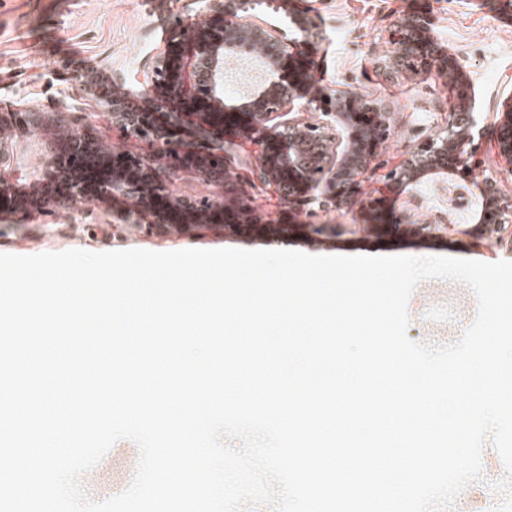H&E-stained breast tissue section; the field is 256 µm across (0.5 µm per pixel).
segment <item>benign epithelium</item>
I'll return each mask as SVG.
<instances>
[{
	"instance_id": "1",
	"label": "benign epithelium",
	"mask_w": 512,
	"mask_h": 512,
	"mask_svg": "<svg viewBox=\"0 0 512 512\" xmlns=\"http://www.w3.org/2000/svg\"><path fill=\"white\" fill-rule=\"evenodd\" d=\"M204 6L172 26L164 46L153 57L145 72L138 94L150 98L155 106L151 119L131 111L128 94L102 98L89 96L85 104L97 106L112 116L124 131L149 142L151 153L135 159L142 178L131 177L123 167L112 169L104 178L100 196L136 200L148 192L167 200L169 208L187 216V224H211L218 215L233 226L264 223L253 205L248 186L225 160L226 136L247 139L262 148L260 170L264 182L283 197L284 205L276 223L288 227L303 223L305 206L316 200L336 207L354 201L365 220H373L375 201L359 198L362 185L371 171L377 149H385L391 135L389 113L381 112L357 96L344 92L330 93L331 110L322 113L324 121L302 123L283 121L292 113L295 101L305 98L299 70L284 76V61L297 60L299 39L310 37L307 17L288 11L289 23L300 38L283 40L278 30L249 21L251 11L265 3L276 13L285 0H202ZM396 27L414 33L409 42L408 69L424 76L448 68V56L435 53L431 41L422 35V20L405 13ZM193 35L185 37V30ZM268 47L261 58L264 83L247 95L225 94L224 61L231 54L251 55L254 46ZM366 110L374 119L357 124L355 112ZM494 125L477 127L476 115L466 99L449 114L444 135L433 138L412 152L391 171L389 179L403 186L410 198L423 192L448 199V204L468 214V223L491 233L496 225L512 219V197L497 188L493 174L477 181L470 178L478 167V144L475 136L491 135L497 155L512 169V98L496 107ZM47 113L35 104H24L14 112L0 113V126L15 127L28 133L45 125ZM195 129L207 134L208 144L198 147L179 138ZM69 146L87 150V131L74 127L68 134ZM47 170L38 178L45 182L65 174L58 166L56 146H47ZM224 188V197L191 198L177 195L172 186L185 176ZM66 201L46 197L41 206H56L74 213L84 199L79 181ZM26 190L19 182L0 177V198L17 200Z\"/></svg>"
}]
</instances>
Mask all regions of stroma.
<instances>
[{
    "mask_svg": "<svg viewBox=\"0 0 512 512\" xmlns=\"http://www.w3.org/2000/svg\"><path fill=\"white\" fill-rule=\"evenodd\" d=\"M292 5L314 24L313 37L302 45L313 62L308 78L314 107L300 112V119L310 121L327 111L326 94L332 90H348L379 104L391 122L384 155L389 165L409 157L427 137L443 136L459 90H466L484 125L494 121V106L512 96V19L500 15L489 0H293ZM191 7V0H0V107L13 110L33 102L59 113L66 126L86 125L96 142L112 152L145 156L147 143L126 136L104 111L63 112L59 102L83 97L80 81L92 72L107 78L119 74L131 84L142 79L177 15ZM410 11L428 16L430 40L448 55L446 73L413 76L397 67L395 24L399 13ZM4 138L13 146L15 177L37 181L48 134L14 129ZM364 193L382 202V220L373 227H366L358 206H330L285 236L270 225L283 204L271 188L255 192L268 227L237 234L219 224L186 233L125 224L120 220L127 207L123 201L87 200L74 216L46 208L22 214L0 209V253L243 248L512 260V223L490 235L466 232V217L460 213L449 215L446 229L433 232L426 225L441 209L433 196L409 204L402 188L379 173L365 181ZM405 209L420 232L391 222V215ZM453 291L459 306L450 326L439 330L433 319L441 293L417 286L409 302V338L434 344L462 338L476 318L477 303L466 286L454 285ZM137 456L132 442H117L96 466L97 481L86 486L90 498L101 502L123 492L133 476L129 462Z\"/></svg>",
    "mask_w": 512,
    "mask_h": 512,
    "instance_id": "stroma-1",
    "label": "stroma"
}]
</instances>
